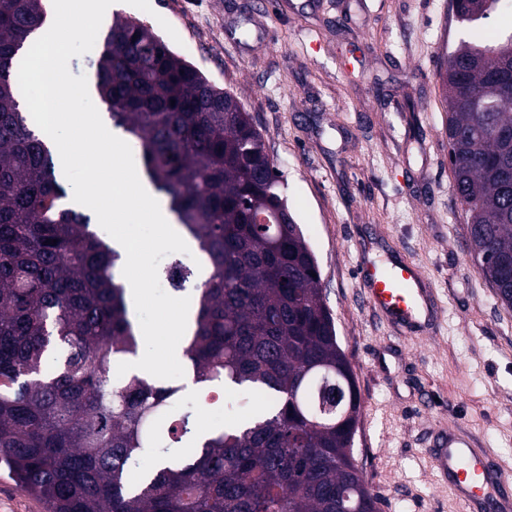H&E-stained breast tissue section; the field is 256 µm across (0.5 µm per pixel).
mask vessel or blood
Listing matches in <instances>:
<instances>
[{
	"label": "vessel or blood",
	"mask_w": 512,
	"mask_h": 512,
	"mask_svg": "<svg viewBox=\"0 0 512 512\" xmlns=\"http://www.w3.org/2000/svg\"><path fill=\"white\" fill-rule=\"evenodd\" d=\"M360 278L366 303L399 329L420 331L434 319L431 294L415 264L378 263L362 258ZM431 458L441 479L465 505V512H512V481L492 466L486 449L455 427L441 431Z\"/></svg>",
	"instance_id": "obj_1"
}]
</instances>
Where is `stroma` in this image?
Masks as SVG:
<instances>
[{
	"instance_id": "1",
	"label": "stroma",
	"mask_w": 512,
	"mask_h": 512,
	"mask_svg": "<svg viewBox=\"0 0 512 512\" xmlns=\"http://www.w3.org/2000/svg\"><path fill=\"white\" fill-rule=\"evenodd\" d=\"M120 14L253 116L314 250L361 398L354 455L380 512H461L428 458L455 424L512 477V310L464 249L439 70L461 41H497L503 5L469 34L451 0H150ZM401 254L437 318L402 334L361 298V252Z\"/></svg>"
}]
</instances>
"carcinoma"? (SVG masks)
<instances>
[{"instance_id":"cac0c4a2","label":"carcinoma","mask_w":512,"mask_h":512,"mask_svg":"<svg viewBox=\"0 0 512 512\" xmlns=\"http://www.w3.org/2000/svg\"><path fill=\"white\" fill-rule=\"evenodd\" d=\"M45 17L43 0H0V467L46 512H378L353 455L354 373L301 225L278 223L287 198L262 132L230 92L121 17L97 89L211 267L184 356L208 393L263 405L200 439L184 385L117 375L143 348L119 254L66 206L20 110V51ZM509 38L461 44L442 82L467 253L512 309ZM257 212L268 223H250ZM338 386L339 411L320 412Z\"/></svg>"}]
</instances>
